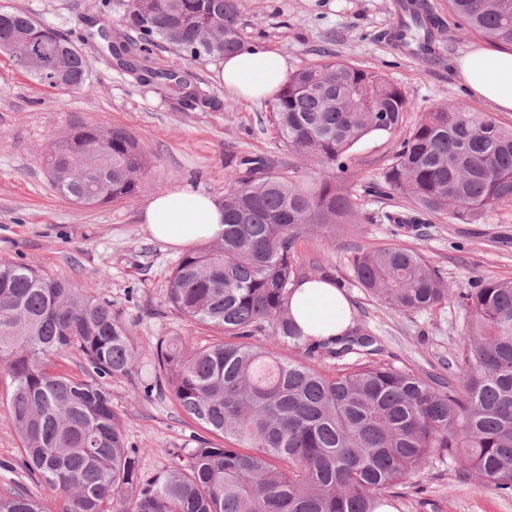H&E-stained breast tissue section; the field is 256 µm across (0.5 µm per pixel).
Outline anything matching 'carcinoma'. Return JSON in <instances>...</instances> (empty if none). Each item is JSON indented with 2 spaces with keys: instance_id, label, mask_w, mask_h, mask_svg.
Returning a JSON list of instances; mask_svg holds the SVG:
<instances>
[{
  "instance_id": "carcinoma-1",
  "label": "carcinoma",
  "mask_w": 512,
  "mask_h": 512,
  "mask_svg": "<svg viewBox=\"0 0 512 512\" xmlns=\"http://www.w3.org/2000/svg\"><path fill=\"white\" fill-rule=\"evenodd\" d=\"M242 0H129L124 18L140 34L129 58L122 34L108 50L129 70L161 79L192 108L187 77L143 62L162 43L194 59L246 47ZM460 29L512 48V0H448ZM436 21L411 0L405 31L435 45ZM0 53L39 84L79 90L89 62L55 29L0 7ZM408 101L384 76L332 59L297 70L274 105L289 150L324 168L309 190L267 172L262 155L239 159L245 175L224 191V236L179 258L168 302L185 318L232 337L197 345L171 336L155 347V370L181 409L217 436L172 454L145 473L112 407V379L138 373L131 327L90 285L0 262V365L13 381L5 410L23 465L62 500L61 512H374L383 495L430 467L437 456L462 464L466 481L512 493V281L483 278L456 291L416 250L384 247L353 259L365 290L395 311L460 302L472 316L452 380L426 381L363 360L376 338L360 327L309 341L288 311L299 282L296 242L310 230L356 223L353 189L337 184L348 149L398 128ZM146 166L136 138L102 123L77 126L48 143L45 168L62 197L95 207L133 197ZM389 190L416 213L465 223L512 207V129L463 103L426 113L386 174ZM267 333L265 341L254 338ZM283 343L306 344L309 360L285 359ZM82 359V376L52 371ZM360 358L326 373L321 357ZM0 512H45L43 499L0 488Z\"/></svg>"
}]
</instances>
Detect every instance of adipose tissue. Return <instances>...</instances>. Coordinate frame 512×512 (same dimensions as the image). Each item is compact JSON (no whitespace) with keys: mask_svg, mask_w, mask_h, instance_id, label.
<instances>
[{"mask_svg":"<svg viewBox=\"0 0 512 512\" xmlns=\"http://www.w3.org/2000/svg\"><path fill=\"white\" fill-rule=\"evenodd\" d=\"M458 78L475 98L512 112V52L476 47L457 61ZM287 56L264 45H250L222 59L216 79L231 95L263 100L287 83ZM140 222L151 238L182 249L224 234V205L210 194L187 188L154 194L142 207ZM290 314L304 335L320 340L343 335L351 326L350 305L333 280L299 281L289 295Z\"/></svg>","mask_w":512,"mask_h":512,"instance_id":"adipose-tissue-1","label":"adipose tissue"}]
</instances>
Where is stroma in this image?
Here are the masks:
<instances>
[{
    "instance_id": "1",
    "label": "stroma",
    "mask_w": 512,
    "mask_h": 512,
    "mask_svg": "<svg viewBox=\"0 0 512 512\" xmlns=\"http://www.w3.org/2000/svg\"><path fill=\"white\" fill-rule=\"evenodd\" d=\"M32 14L63 33L82 50L91 81L79 91L49 89L0 55V261L23 263L77 285H94L131 327L140 361L139 377L112 382V405L127 438L139 448L142 471L161 469L172 452L190 448L198 436L223 446L219 436L190 418L173 400L165 381L152 374L155 347L168 336L196 341L215 338L213 329L181 316L167 300L171 272L180 253L153 240L140 224V210L153 194L192 187L223 196L237 161L260 154L271 173L297 174L311 186L321 178L317 163L289 151L272 118V100L233 97L218 82L212 60H195L173 47H153L152 69L184 74L206 105L185 109L168 85L142 79L118 66L98 27L119 31L127 0H0ZM399 0H243L248 43L263 42L286 55L293 68L318 63L322 51L388 78L409 101L402 123L390 133H373L347 152L344 181L358 189V221L342 225L335 237L304 235L295 246L301 273L341 283L353 325L378 337L382 362L421 377H447L460 365V350L471 322L460 304L427 311H396L368 294L352 269L355 253L385 246L422 253L452 287L466 289L478 279L512 280V208L487 213L476 224L445 214L425 224H393L384 213L404 214L413 202L380 194L384 175L401 141L425 113L462 101L494 113L512 128V112L461 87L456 59L482 38L464 33L448 13V0H426L443 23L439 57L417 58L389 39ZM104 123L128 129L146 156L142 186L132 198L88 208L53 190L44 165L48 140L70 127ZM21 442L0 408V483L16 481L42 497L46 512H60L59 500L20 469ZM458 463L434 459L425 474L397 487L398 512H512V495L460 483Z\"/></svg>"
}]
</instances>
